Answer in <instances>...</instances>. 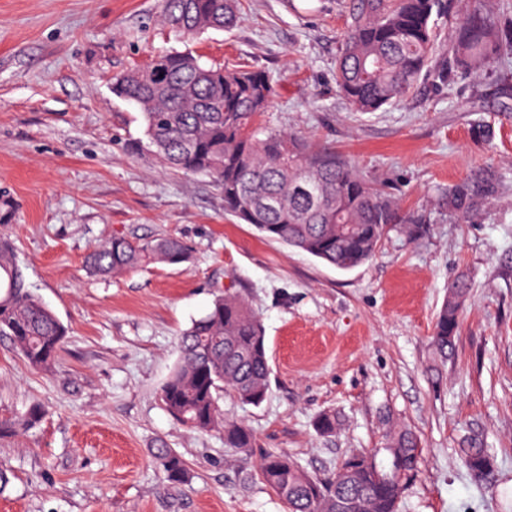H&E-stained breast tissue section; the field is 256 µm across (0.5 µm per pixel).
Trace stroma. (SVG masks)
<instances>
[{"label":"stroma","mask_w":512,"mask_h":512,"mask_svg":"<svg viewBox=\"0 0 512 512\" xmlns=\"http://www.w3.org/2000/svg\"><path fill=\"white\" fill-rule=\"evenodd\" d=\"M163 0H0V241L27 288L68 328L58 365L33 369L0 335V418L35 404V426L0 439L9 483L0 512H288L258 464L290 455L332 475L355 454L388 466L391 427L418 437L400 512H505L512 490V67L479 78L421 79L382 112L350 111L336 55L351 0H241L230 31L182 38ZM190 50L243 64L278 85L256 130L333 147L430 234L389 232L348 272L261 236L224 212L203 174L163 168L140 148V112L113 74L150 55ZM499 174L492 204L469 222L441 199L482 167ZM176 237L189 263L94 277L85 256L114 237ZM464 277L448 359L432 336L448 284ZM244 297L260 317L271 369L261 405L222 393L225 417L253 432L249 454L224 433L195 432L164 409L161 388L182 331L216 297ZM335 412V433L314 421ZM476 436L494 459L476 482L459 450ZM186 465L172 482L156 455Z\"/></svg>","instance_id":"obj_1"}]
</instances>
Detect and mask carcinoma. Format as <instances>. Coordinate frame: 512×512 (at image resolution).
Returning a JSON list of instances; mask_svg holds the SVG:
<instances>
[{
    "label": "carcinoma",
    "instance_id": "1",
    "mask_svg": "<svg viewBox=\"0 0 512 512\" xmlns=\"http://www.w3.org/2000/svg\"><path fill=\"white\" fill-rule=\"evenodd\" d=\"M447 9V0H353L352 23L336 56L338 91L352 111L378 112L411 93L433 67L439 51L435 17ZM239 13L240 0H164L162 23L187 36L230 31ZM510 54L512 18L489 8L486 0H471L437 78L478 76ZM112 93L141 112L151 158L170 169L210 176L224 194L226 214L340 271L367 262L392 230L409 240L430 233L427 214L403 211L335 150L291 132L249 131L252 118L266 111L277 93L265 71L205 65L191 51H169L113 75ZM497 188L495 173L482 169L454 185L443 205L462 222L490 204ZM190 259L189 247L175 237L144 242L114 237L87 256L86 266L108 277L144 264L181 265ZM0 276L7 280L0 294V335L10 337L31 366L51 367L68 328L24 288L11 249H0ZM448 288L433 333L445 356L459 328L468 284L457 279ZM269 375L261 320L241 296H221L182 333L180 356L161 401L191 429L224 428V445L246 453L253 434L224 418L219 396L227 390L239 402L258 406L267 396ZM43 414L33 405L18 418L1 419L0 438L34 426ZM386 451L387 468L365 455L359 464L348 459L333 476L318 478L293 459L269 454L260 472L289 512H398L405 484L416 472L417 437L400 429L390 435ZM460 452L476 481L493 465L476 439ZM159 457L170 480L184 478V462L163 444Z\"/></svg>",
    "mask_w": 512,
    "mask_h": 512
}]
</instances>
